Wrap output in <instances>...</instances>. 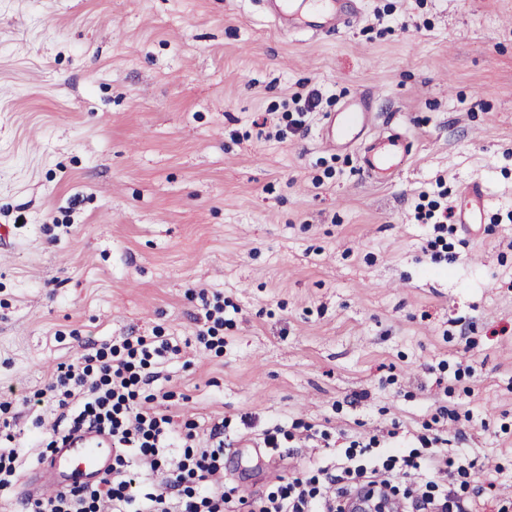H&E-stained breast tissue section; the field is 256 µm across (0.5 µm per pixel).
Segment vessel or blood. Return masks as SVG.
<instances>
[{
  "mask_svg": "<svg viewBox=\"0 0 512 512\" xmlns=\"http://www.w3.org/2000/svg\"><path fill=\"white\" fill-rule=\"evenodd\" d=\"M342 0H309L313 11L321 13L326 25L332 29L349 26L355 18L354 11L343 9ZM372 114L363 98L349 102L342 112L333 115L322 137L333 147L364 143L371 126ZM362 168L368 177L382 183L401 165L409 154L408 139L397 132L379 137L365 144ZM463 200L457 210L461 224H478L482 221L485 192L481 184H467L462 192ZM112 462V441L103 434L78 430L71 434L43 469L44 475L36 485V491L48 497L57 491L78 486L80 481H93L103 477Z\"/></svg>",
  "mask_w": 512,
  "mask_h": 512,
  "instance_id": "obj_1",
  "label": "vessel or blood"
}]
</instances>
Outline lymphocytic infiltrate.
Segmentation results:
<instances>
[{
  "label": "lymphocytic infiltrate",
  "mask_w": 512,
  "mask_h": 512,
  "mask_svg": "<svg viewBox=\"0 0 512 512\" xmlns=\"http://www.w3.org/2000/svg\"><path fill=\"white\" fill-rule=\"evenodd\" d=\"M132 363L120 352L80 364H59L40 391L71 412L70 428L86 426L112 439V469L90 486L57 492L47 499L21 500L22 512H344L347 500L361 496L379 512H481L487 488L472 481L469 455L449 456L437 434H422L418 447L403 450L381 446L378 436L351 440L334 465L314 468L306 477L273 473L265 492L248 499L237 485L218 484L224 472V425L214 423L209 443L174 426L167 394L139 398ZM70 428L55 429L53 444L63 443ZM183 453L171 458L174 440ZM455 470L459 490L438 477Z\"/></svg>",
  "instance_id": "lymphocytic-infiltrate-1"
}]
</instances>
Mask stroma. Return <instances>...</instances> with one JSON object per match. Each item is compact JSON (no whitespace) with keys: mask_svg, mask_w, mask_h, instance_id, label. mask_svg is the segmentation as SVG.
Returning <instances> with one entry per match:
<instances>
[{"mask_svg":"<svg viewBox=\"0 0 512 512\" xmlns=\"http://www.w3.org/2000/svg\"><path fill=\"white\" fill-rule=\"evenodd\" d=\"M345 2L301 32L268 0H0V405L28 459L59 363L160 337L153 390L200 440L225 421L245 496L430 424L512 493V0ZM362 92L411 142L381 184L321 136ZM472 182L482 223L434 252L419 193ZM343 0H309L312 11L321 13L325 24L332 29L338 30L349 26L356 18L355 11L345 10L341 6ZM262 435V447L266 449V453L270 459L276 458V456H278L279 459L281 458V452L279 449L283 447L281 446L279 435H282L283 438L288 440H293L294 438V434L284 430L283 427L278 424L265 430Z\"/></svg>","mask_w":512,"mask_h":512,"instance_id":"35a3bbf8","label":"stroma"}]
</instances>
